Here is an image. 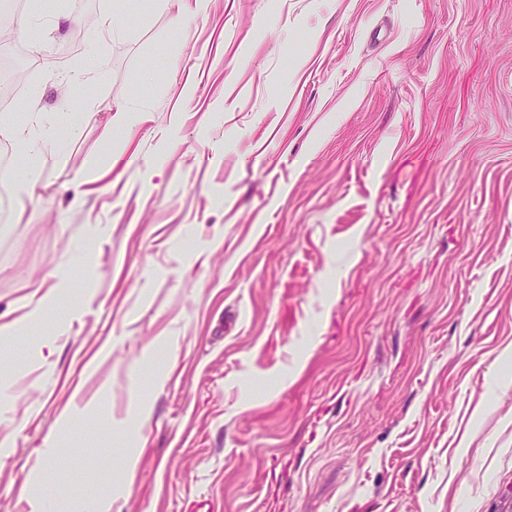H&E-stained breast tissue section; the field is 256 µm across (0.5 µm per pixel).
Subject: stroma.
Instances as JSON below:
<instances>
[{"mask_svg":"<svg viewBox=\"0 0 512 512\" xmlns=\"http://www.w3.org/2000/svg\"><path fill=\"white\" fill-rule=\"evenodd\" d=\"M6 8L0 512H512V0ZM15 137L24 146L25 156L30 159L31 166L20 174L14 173L11 170H2L1 180H10L13 182L16 197L23 208L25 201H31L34 196L36 185L42 174L45 158L43 159L39 142L29 134L19 130L15 132Z\"/></svg>","mask_w":512,"mask_h":512,"instance_id":"obj_1","label":"stroma"}]
</instances>
